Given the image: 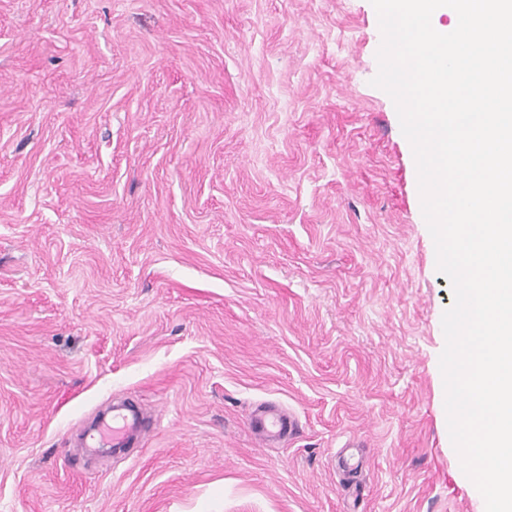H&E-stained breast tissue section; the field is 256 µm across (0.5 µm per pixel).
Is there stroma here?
Masks as SVG:
<instances>
[{"instance_id":"1","label":"stroma","mask_w":512,"mask_h":512,"mask_svg":"<svg viewBox=\"0 0 512 512\" xmlns=\"http://www.w3.org/2000/svg\"><path fill=\"white\" fill-rule=\"evenodd\" d=\"M380 43L370 0H0V512H481ZM249 429L261 443H278L296 430L295 418L275 405L261 404L249 415ZM104 422L94 438L100 448H120L139 431L140 423L135 416H129L120 410H112V425ZM108 427V428H107ZM106 428V429H105Z\"/></svg>"}]
</instances>
